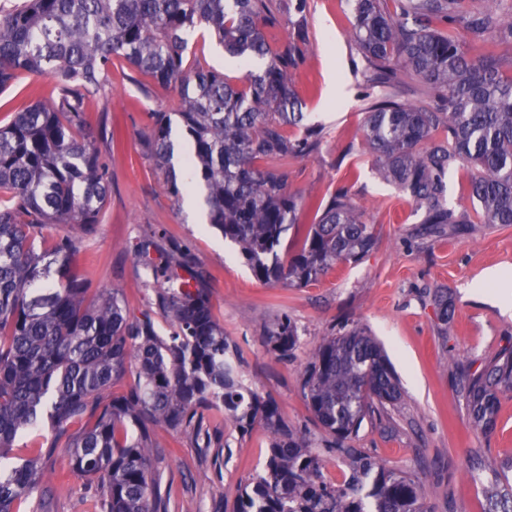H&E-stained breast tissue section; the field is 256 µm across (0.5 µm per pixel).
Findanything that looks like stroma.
Wrapping results in <instances>:
<instances>
[{
    "instance_id": "obj_1",
    "label": "stroma",
    "mask_w": 512,
    "mask_h": 512,
    "mask_svg": "<svg viewBox=\"0 0 512 512\" xmlns=\"http://www.w3.org/2000/svg\"><path fill=\"white\" fill-rule=\"evenodd\" d=\"M350 0H308L309 47L291 74L306 124L321 129L317 153L288 165V188L303 201L347 191L373 224L376 242L362 260L331 268L301 287L260 282L238 247L209 225L189 223L183 202L167 192L147 139L156 112L179 106L178 89L113 65L107 98L92 97L86 119L111 175L103 219L92 230L46 224L49 240L69 236L77 266L93 288H119L130 318H150L160 334L169 325L155 301L154 272L135 255L147 235L186 255L208 289L212 313L243 352L248 384L276 401L283 418L315 440L324 434L299 379L314 347L344 318L381 343L403 396L368 416L351 441L386 469L425 487L426 512H493V491L512 490V391L499 396L493 428L477 426L462 383L512 346V311L473 295L471 285L491 268L512 272V226L470 224L448 236H428L407 196L377 172L363 143L364 61L345 38ZM57 94L54 80L19 73L0 91V127L16 112ZM448 289L454 315L441 323L433 295ZM289 318L299 345L276 359L264 340ZM152 470L168 512H231L241 487L262 468L270 434L261 423L240 432L223 413H205L201 434L160 429ZM54 512H101L99 490L70 469L66 452L47 464Z\"/></svg>"
}]
</instances>
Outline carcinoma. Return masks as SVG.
Returning <instances> with one entry per match:
<instances>
[{
    "label": "carcinoma",
    "mask_w": 512,
    "mask_h": 512,
    "mask_svg": "<svg viewBox=\"0 0 512 512\" xmlns=\"http://www.w3.org/2000/svg\"><path fill=\"white\" fill-rule=\"evenodd\" d=\"M500 0H352L346 38L364 57L368 87L364 143L381 175L424 214L427 232L472 219L447 207L446 177L472 169L470 192L483 224L512 225V73L496 47L512 45V6ZM273 49L263 28L279 23L271 0H24L0 17V90L15 72L53 78L57 96L16 113L0 128V512H50L42 462L59 448L74 474L100 485L106 512H168L152 475L158 427L200 430L204 413H224L243 433L258 420L270 430L263 472L240 489L233 512H423L420 481L386 470L352 448L373 404H394L399 380L383 347L355 321L315 347L301 390L323 429L324 448L288 427L277 404L253 390L242 353L212 315L210 296L185 262L147 237L135 249L154 264L156 300L171 331L132 320L118 288H89L74 241L46 246L44 224L100 223L110 187L107 165L86 132V101L105 90L112 60L178 88V112L154 113L150 153L169 194L204 192L209 224L239 246L258 280L302 286L337 263H355L373 246V225L344 193L318 202L302 241V205L288 191L290 159L318 148L321 130L302 124L290 83L308 45L302 23ZM463 25L474 55L458 44ZM213 34L247 68L239 84L188 64L189 38ZM418 76L425 97L400 99L401 77ZM192 151L175 168L172 117ZM297 129L288 136L287 128ZM438 319L454 308L435 297ZM297 328L284 318L266 336L280 359L293 354ZM135 383L114 397L112 381ZM474 422L491 428L498 393L512 391V347L465 386ZM54 434L42 435L44 423ZM350 459L352 482L323 479L321 450Z\"/></svg>",
    "instance_id": "cac0c4a2"
}]
</instances>
